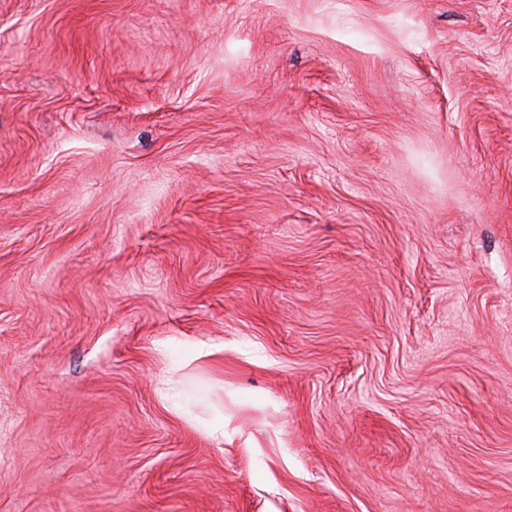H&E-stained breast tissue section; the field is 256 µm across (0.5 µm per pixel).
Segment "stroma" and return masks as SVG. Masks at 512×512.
Returning <instances> with one entry per match:
<instances>
[{
	"label": "stroma",
	"instance_id": "1",
	"mask_svg": "<svg viewBox=\"0 0 512 512\" xmlns=\"http://www.w3.org/2000/svg\"><path fill=\"white\" fill-rule=\"evenodd\" d=\"M0 512H512V0H0Z\"/></svg>",
	"mask_w": 512,
	"mask_h": 512
}]
</instances>
